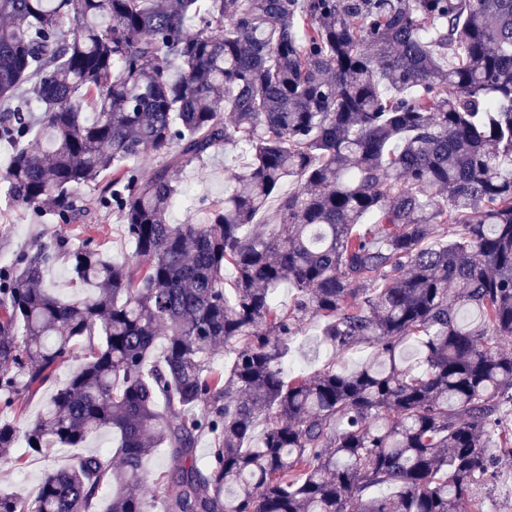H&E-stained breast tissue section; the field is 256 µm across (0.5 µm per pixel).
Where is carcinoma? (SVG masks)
I'll list each match as a JSON object with an SVG mask.
<instances>
[{"instance_id":"cac0c4a2","label":"carcinoma","mask_w":512,"mask_h":512,"mask_svg":"<svg viewBox=\"0 0 512 512\" xmlns=\"http://www.w3.org/2000/svg\"><path fill=\"white\" fill-rule=\"evenodd\" d=\"M0 142L5 206L68 224L93 184L134 247L57 230L0 267L1 413L86 348L0 461L115 437L0 512H470L489 436L512 455V0H0ZM223 146L224 199L169 223ZM61 258L98 292L50 288ZM312 318L373 360L287 374Z\"/></svg>"}]
</instances>
